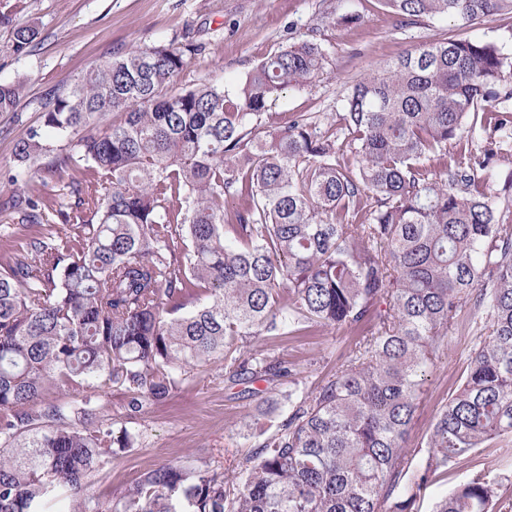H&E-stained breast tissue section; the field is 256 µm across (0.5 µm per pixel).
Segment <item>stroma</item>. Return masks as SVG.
<instances>
[{
	"label": "stroma",
	"instance_id": "1",
	"mask_svg": "<svg viewBox=\"0 0 512 512\" xmlns=\"http://www.w3.org/2000/svg\"><path fill=\"white\" fill-rule=\"evenodd\" d=\"M24 10L11 23L0 22V81L25 80L27 94L10 112H0V200L33 188L15 156L16 142L39 127L43 105L61 81L81 76L115 54L170 43L202 44L178 76L176 88L201 82L230 85L260 61L302 35L321 43L324 74L312 83L290 89L269 105L271 119L290 114H315L322 126L339 123L344 100L354 81L385 62L423 43L457 33L449 19L404 20L380 0H23ZM359 16L351 27L337 17ZM30 25L36 35L24 53L13 49L15 26ZM472 320L462 315L457 330L442 344L426 376L413 424L405 440L408 451L421 456L420 442L439 408L459 387L467 366ZM359 335L340 328L314 327L302 336H261L256 349L287 359L295 366L293 382L310 392L336 371L337 355L355 345ZM99 414L126 419L122 390L111 384L99 389ZM288 414L286 407L262 405L260 396L244 385L228 387L224 364L211 361L186 374L172 397L146 405L129 428L139 432L138 448L116 452L92 487L100 506H111L116 495L145 471L165 462H186L224 470L236 465L258 439L247 421L271 431ZM512 437L494 441L432 477L418 512H432L435 502L473 474L483 472L512 496Z\"/></svg>",
	"mask_w": 512,
	"mask_h": 512
}]
</instances>
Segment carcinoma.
I'll return each mask as SVG.
<instances>
[{
  "mask_svg": "<svg viewBox=\"0 0 512 512\" xmlns=\"http://www.w3.org/2000/svg\"><path fill=\"white\" fill-rule=\"evenodd\" d=\"M403 18L466 28L512 0H381ZM35 31H14L24 51ZM203 46L113 56L63 84L16 161L41 194L19 195V227L42 228L0 265V512H96L91 478L140 434L97 418L94 382L124 389V409L167 399L179 377L224 359V381L267 384L293 364L256 336L313 326L361 331L310 395L279 393L288 417L230 472L183 463L146 471L109 512H417L429 478L512 435V55L458 34L399 55L356 81L341 126L293 113L259 135L270 102L324 73L301 36L231 86L165 94ZM26 82L0 83V112ZM117 119L95 131L108 114ZM86 130L51 167L50 139ZM239 201L229 211L226 203ZM385 308H380V304ZM464 312L481 316L465 377L421 443L404 438L418 392ZM79 387L70 401L50 397ZM433 512H512L476 473Z\"/></svg>",
  "mask_w": 512,
  "mask_h": 512,
  "instance_id": "1",
  "label": "carcinoma"
}]
</instances>
